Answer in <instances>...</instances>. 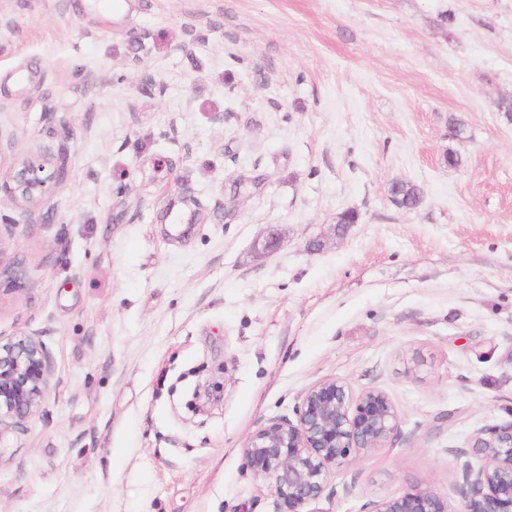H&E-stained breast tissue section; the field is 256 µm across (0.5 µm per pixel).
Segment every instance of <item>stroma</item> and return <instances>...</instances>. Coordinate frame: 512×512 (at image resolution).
<instances>
[{
    "label": "stroma",
    "instance_id": "35a3bbf8",
    "mask_svg": "<svg viewBox=\"0 0 512 512\" xmlns=\"http://www.w3.org/2000/svg\"><path fill=\"white\" fill-rule=\"evenodd\" d=\"M127 3L0 0V179L68 169L0 199V336L51 367L0 512H274L241 448L328 378L400 433L314 512H457L459 448L512 421V0ZM45 162L25 158L17 163L10 173L9 181L0 191L5 190L10 200L19 207L34 209L40 206L47 195L48 178L43 176ZM391 190L394 201L402 208H413L421 201V192L415 185L400 182L393 186ZM3 292H19L27 288L26 273L19 265L1 267L0 265V296ZM371 512H450L442 496L429 488H415L378 502Z\"/></svg>",
    "mask_w": 512,
    "mask_h": 512
}]
</instances>
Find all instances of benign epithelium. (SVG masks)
<instances>
[{"label": "benign epithelium", "mask_w": 512, "mask_h": 512, "mask_svg": "<svg viewBox=\"0 0 512 512\" xmlns=\"http://www.w3.org/2000/svg\"><path fill=\"white\" fill-rule=\"evenodd\" d=\"M45 162L25 158L10 173L4 190L19 207L34 209L47 195ZM5 292L27 288L16 264L0 266ZM50 360L33 334L0 339V430L24 429L50 388ZM399 417L389 396L368 388L353 396L347 383L323 380L309 389L296 421L272 420L251 433L242 455L254 475L277 498V512H306L328 489L332 467L351 456L384 446L398 431ZM475 462L459 486L462 512H512V421L481 428L467 443ZM373 512H448V503L430 488L386 498Z\"/></svg>", "instance_id": "1"}]
</instances>
